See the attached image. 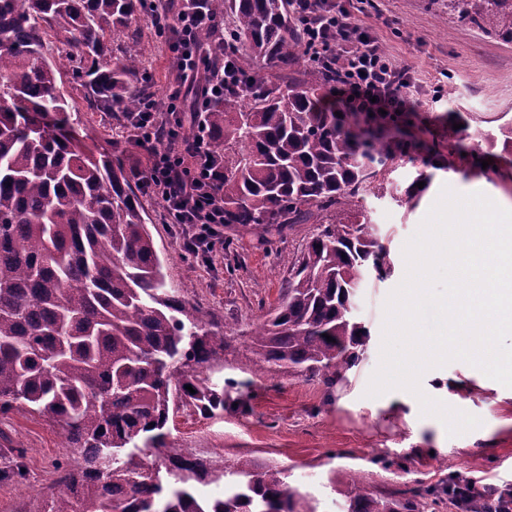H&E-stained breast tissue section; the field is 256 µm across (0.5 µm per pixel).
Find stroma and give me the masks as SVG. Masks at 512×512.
Segmentation results:
<instances>
[{"label":"stroma","mask_w":512,"mask_h":512,"mask_svg":"<svg viewBox=\"0 0 512 512\" xmlns=\"http://www.w3.org/2000/svg\"><path fill=\"white\" fill-rule=\"evenodd\" d=\"M362 22L397 66L410 68L417 110L405 127L384 131L408 141L409 156L386 174L383 195H364V209L391 265L383 278L368 277L355 297L353 315L368 336L361 362L344 382L328 388L300 377L247 371L252 347L242 331L263 308L276 304L288 283L286 259L301 249L313 225L295 224L282 233L262 235L252 226L236 224L225 228L223 249L205 261L185 250L189 225L166 223L165 202L140 195L149 229L166 259L167 282L210 309L220 325L241 332L224 354V375L241 381L243 411L213 418L178 414L170 424L171 441L221 453L230 463L244 457L287 469L289 486L310 498L317 512H345V494L355 475L382 494L405 485L438 484L452 469L486 485L512 487L511 388L477 386L480 370L461 360L425 372V391L445 380L470 383L461 406L482 424L457 436L448 435L437 418L422 415L411 393H403L399 404L391 391L375 398L366 394L380 362L385 303L406 273L404 245L442 188L460 195L481 192L502 208L512 207V156L487 149L480 139L484 133L498 135L501 126L512 122V42L450 18L448 0H375ZM137 32L145 50L141 76L155 102L167 108L175 72L166 36L146 16ZM61 80L82 117L79 133L85 143L96 151H111L125 113L89 108L71 73ZM438 84L444 101L434 105L430 98ZM453 128L459 131L455 155L448 152ZM480 160L488 161V168H477ZM418 177L424 181L423 192L406 199L407 187ZM10 445L24 448L27 479L0 482V512H14L34 489L48 485L55 460L75 456L56 426L24 412L0 417V451Z\"/></svg>","instance_id":"obj_1"}]
</instances>
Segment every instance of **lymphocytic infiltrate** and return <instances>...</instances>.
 <instances>
[{
  "label": "lymphocytic infiltrate",
  "instance_id": "1",
  "mask_svg": "<svg viewBox=\"0 0 512 512\" xmlns=\"http://www.w3.org/2000/svg\"><path fill=\"white\" fill-rule=\"evenodd\" d=\"M369 2L347 0L342 5L338 0H291V5L307 30L309 54L336 71L331 86L336 110L369 115L378 124L388 126L396 112L412 111L413 77L407 69L396 66L377 38L362 27L359 16ZM207 25L204 8L185 9L177 14L176 38L168 44L175 65L172 98H179L182 88L196 85L201 88L200 100L220 98L225 83L233 79L232 70L227 69L222 82H198L199 38ZM129 120L141 144L150 145L153 155L149 170L138 176L140 184L165 201L168 223L192 225L190 243L194 254L210 259L224 246L216 229L224 221V202L204 135L182 143V118L153 105L131 114Z\"/></svg>",
  "mask_w": 512,
  "mask_h": 512
}]
</instances>
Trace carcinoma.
<instances>
[{
    "instance_id": "obj_1",
    "label": "carcinoma",
    "mask_w": 512,
    "mask_h": 512,
    "mask_svg": "<svg viewBox=\"0 0 512 512\" xmlns=\"http://www.w3.org/2000/svg\"><path fill=\"white\" fill-rule=\"evenodd\" d=\"M147 0H0V415L46 418L76 452L16 512H316L285 471L204 460L170 442L180 410L206 418L239 402L219 384L233 331L168 284L145 210L123 163L125 142L95 153L74 135L79 118L57 75L71 71L91 105L139 112L142 51L108 40ZM214 44L201 78L233 57L241 81L203 113L219 168L224 223L317 224L288 261L279 302L248 332L253 363L328 387L361 359L367 331L352 306L388 253L362 193L404 153L324 103L334 71L308 54L291 0H209ZM448 16L512 42V0H448ZM67 49L46 57L48 32ZM345 205L354 219L321 213ZM328 334V341L323 334ZM190 385L195 393L185 386ZM8 449L0 481L26 479ZM224 485V497L199 498ZM512 512V489L460 474L440 485L380 494L353 481L346 512Z\"/></svg>"
}]
</instances>
